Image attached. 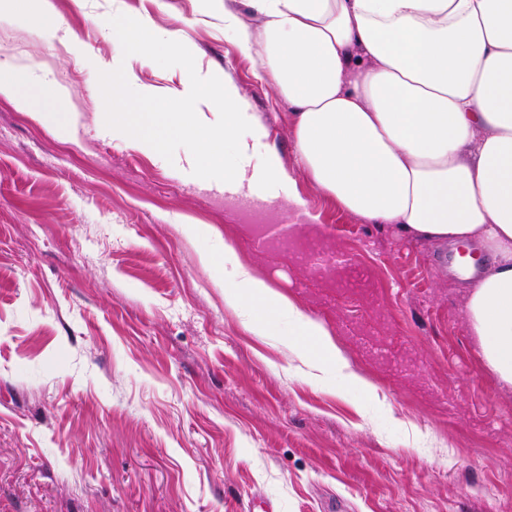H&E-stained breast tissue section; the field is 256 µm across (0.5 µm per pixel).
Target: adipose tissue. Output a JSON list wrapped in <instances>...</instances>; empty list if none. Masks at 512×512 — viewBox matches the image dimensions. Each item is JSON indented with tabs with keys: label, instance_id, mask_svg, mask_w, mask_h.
I'll return each mask as SVG.
<instances>
[{
	"label": "adipose tissue",
	"instance_id": "obj_1",
	"mask_svg": "<svg viewBox=\"0 0 512 512\" xmlns=\"http://www.w3.org/2000/svg\"><path fill=\"white\" fill-rule=\"evenodd\" d=\"M224 33L257 57L292 109L299 166L327 199L372 224L430 241L476 240L488 272L470 288L466 316L482 359L512 384V0H205ZM261 22L253 29L242 18ZM125 54L150 63L180 47L176 31L149 15L125 19ZM10 60L0 61V97L57 133L77 137L78 114L35 112ZM119 93L158 110L189 145L186 160L205 184L272 202L293 183L269 130L238 87L194 71L191 90L123 75ZM261 300L287 316L299 337L319 339L314 371L362 384L330 331L224 254V301ZM245 309V307H244ZM256 333L262 318L244 313Z\"/></svg>",
	"mask_w": 512,
	"mask_h": 512
}]
</instances>
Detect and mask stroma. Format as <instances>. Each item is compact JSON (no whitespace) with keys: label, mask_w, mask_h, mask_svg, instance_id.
Wrapping results in <instances>:
<instances>
[{"label":"stroma","mask_w":512,"mask_h":512,"mask_svg":"<svg viewBox=\"0 0 512 512\" xmlns=\"http://www.w3.org/2000/svg\"><path fill=\"white\" fill-rule=\"evenodd\" d=\"M55 0L69 44L29 13H0V58L49 69L53 125L0 98V512H512V385L485 367L468 284L445 243L371 224L299 172L288 120L257 59L202 0ZM147 13L178 29L141 81L189 66L234 81L295 175V202L202 188L187 145L140 151L99 131L116 30ZM196 227L187 234L185 225ZM323 254L275 247V228ZM232 249L322 322L366 387L305 375L287 318L265 335L224 302Z\"/></svg>","instance_id":"35a3bbf8"}]
</instances>
